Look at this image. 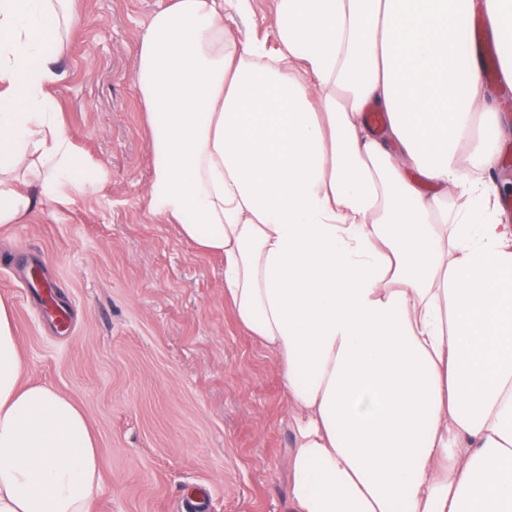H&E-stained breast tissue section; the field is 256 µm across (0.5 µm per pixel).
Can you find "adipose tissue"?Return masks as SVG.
<instances>
[{
	"label": "adipose tissue",
	"instance_id": "ef3b65f1",
	"mask_svg": "<svg viewBox=\"0 0 512 512\" xmlns=\"http://www.w3.org/2000/svg\"><path fill=\"white\" fill-rule=\"evenodd\" d=\"M167 0L135 51L151 210L224 259V296L279 362L289 512H512V215L469 149L490 111L459 16L512 81V0ZM76 0H0V224L77 162L46 89ZM385 113L383 129L369 111ZM27 370L0 298V512H93L84 410ZM224 24L241 41L263 42L268 51L275 52V0H250L249 12L244 16H225Z\"/></svg>",
	"mask_w": 512,
	"mask_h": 512
}]
</instances>
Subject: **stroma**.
I'll list each match as a JSON object with an SVG mask.
<instances>
[{
	"label": "stroma",
	"instance_id": "obj_1",
	"mask_svg": "<svg viewBox=\"0 0 512 512\" xmlns=\"http://www.w3.org/2000/svg\"><path fill=\"white\" fill-rule=\"evenodd\" d=\"M163 0H77L55 110L94 185L64 177L21 224H0V296L25 379L70 396L98 441L95 512H287L290 416L279 366L224 299V261L152 214L134 53ZM224 24L275 51V0ZM64 304L59 324L29 268Z\"/></svg>",
	"mask_w": 512,
	"mask_h": 512
}]
</instances>
